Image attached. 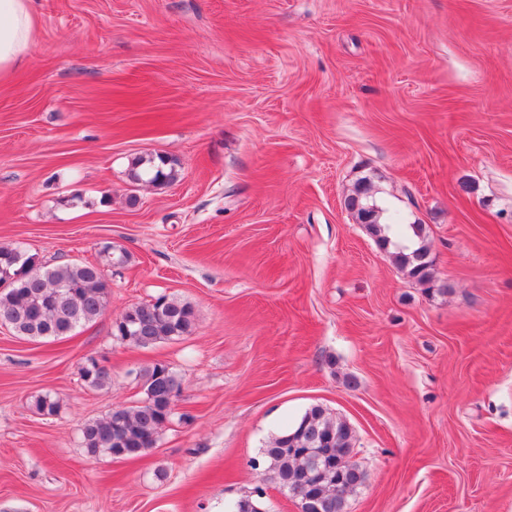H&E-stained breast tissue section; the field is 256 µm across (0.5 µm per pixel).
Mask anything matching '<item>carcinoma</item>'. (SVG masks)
Returning a JSON list of instances; mask_svg holds the SVG:
<instances>
[{"mask_svg":"<svg viewBox=\"0 0 512 512\" xmlns=\"http://www.w3.org/2000/svg\"><path fill=\"white\" fill-rule=\"evenodd\" d=\"M174 160L157 155L140 157L132 163L133 181L146 180L166 185L176 179ZM369 187L357 189L347 205L356 212L367 231L385 249L391 244L386 227L377 222V207L368 204ZM395 262L417 283L438 293L448 285L435 279L433 261L426 248L394 255ZM110 284L104 270L94 263H64L44 268L38 257L12 246L0 245V323L15 335L42 341L66 336L77 327L100 317L108 303ZM135 331L129 345L145 347L177 340L192 333L195 316L191 306L160 296L130 307L115 327V337L123 340L125 328ZM82 380L90 389L112 382L106 370L85 366ZM143 400L135 406H118L101 418L84 423L83 444L91 456L138 457L155 447L160 433L170 421L168 399L181 394L182 379L167 365L155 362L140 372ZM35 410L54 416L58 402L48 395L34 399ZM353 431L343 420L333 419L315 405L298 420L275 435L262 449L265 476L280 490L290 493L308 487L295 497L301 512H309L305 497L317 498L320 512H345V494L360 484L363 472L351 461ZM228 512H263L262 503L246 495L229 506Z\"/></svg>","mask_w":512,"mask_h":512,"instance_id":"obj_1","label":"carcinoma"}]
</instances>
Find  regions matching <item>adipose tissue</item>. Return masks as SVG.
<instances>
[{"instance_id":"1","label":"adipose tissue","mask_w":512,"mask_h":512,"mask_svg":"<svg viewBox=\"0 0 512 512\" xmlns=\"http://www.w3.org/2000/svg\"><path fill=\"white\" fill-rule=\"evenodd\" d=\"M34 38L29 0H0V79L9 77Z\"/></svg>"}]
</instances>
